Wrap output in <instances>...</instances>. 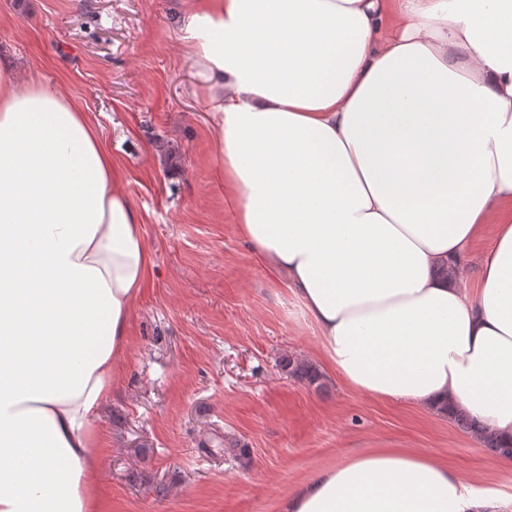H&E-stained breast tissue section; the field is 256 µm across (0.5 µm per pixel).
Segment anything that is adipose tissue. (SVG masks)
Masks as SVG:
<instances>
[{"label":"adipose tissue","instance_id":"ef3b65f1","mask_svg":"<svg viewBox=\"0 0 512 512\" xmlns=\"http://www.w3.org/2000/svg\"><path fill=\"white\" fill-rule=\"evenodd\" d=\"M239 236L351 390L512 444V0H183ZM98 127L0 63V512H107L99 406L154 265ZM480 285L456 268L485 225ZM282 512H501L447 462L372 448Z\"/></svg>","mask_w":512,"mask_h":512}]
</instances>
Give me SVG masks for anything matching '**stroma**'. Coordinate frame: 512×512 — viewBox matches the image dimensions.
I'll list each match as a JSON object with an SVG mask.
<instances>
[{"mask_svg":"<svg viewBox=\"0 0 512 512\" xmlns=\"http://www.w3.org/2000/svg\"><path fill=\"white\" fill-rule=\"evenodd\" d=\"M182 0H0V61L59 87L98 125L154 256L131 317L121 383L100 408L111 512H280L314 473L368 448L446 459L512 498V459L410 404L311 384L280 366L319 365V331L286 276L238 237L213 183L208 113L179 40ZM166 152H158L156 140ZM249 450L203 452L212 435Z\"/></svg>","mask_w":512,"mask_h":512,"instance_id":"1","label":"stroma"}]
</instances>
